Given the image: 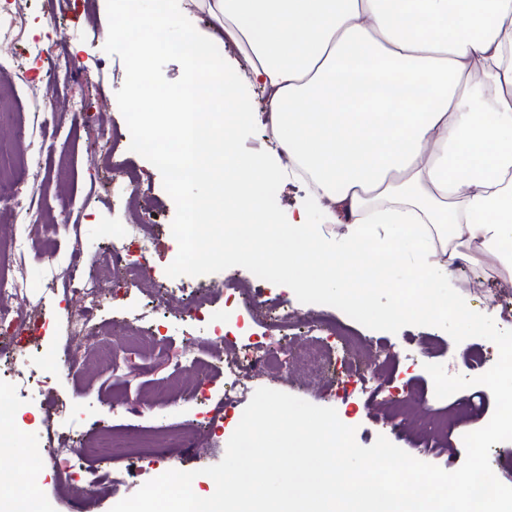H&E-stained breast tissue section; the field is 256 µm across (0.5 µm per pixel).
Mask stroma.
<instances>
[{"label":"stroma","instance_id":"35a3bbf8","mask_svg":"<svg viewBox=\"0 0 512 512\" xmlns=\"http://www.w3.org/2000/svg\"><path fill=\"white\" fill-rule=\"evenodd\" d=\"M18 30L14 42L0 44V58L16 59V66L1 73L5 78L0 97L10 105L15 122L36 126L45 121L55 134L36 138L34 147L19 145L20 157L14 169L24 170L23 180L12 189L22 196L40 199L44 218L62 223V202H71L79 224L78 244L85 259L91 260L112 243L113 225H123L128 238L149 236L151 248L148 271L140 287L120 292L114 276L100 273L101 295L97 317L106 327L101 340L111 342L117 372L101 369L94 363L97 343L72 336L66 315L82 305L80 296L48 292L52 275L63 269L69 251L65 232H58L55 253L26 258L24 275L29 291L18 303L25 313L38 317L44 329L28 346L16 348L7 373H0V389L17 407L11 423L0 425V475L20 477L34 485L40 512H78L82 502H89L90 512H110L124 498L133 495L147 481L176 469L195 472L194 485L209 491L211 479L203 468L219 463L229 438L239 424L248 404L239 399L224 407L228 386L220 360L242 355L259 327L249 324V312L237 301L213 297L215 283L251 273L235 266L224 271L193 277H168L165 269L177 256L171 223L175 204L162 185L154 165L142 156L121 148L117 162H128L141 173L140 187L145 199L159 200L161 207L155 222L141 228L124 208L129 193L126 185L101 179L89 185V173L97 170L101 156L97 133L100 125L125 128L126 122L117 102L116 92L125 81L126 71L119 56L108 54L106 0H92L90 10L71 5L49 6L47 0H18ZM210 55L223 60L225 79L232 82L235 94L251 97L255 111L241 119L232 131L238 145L239 159L262 150L268 139L262 122L264 102L261 94L249 86L244 76L247 60L232 47L213 44ZM64 53L75 64L74 74L59 73V92L45 91L41 85L48 75V56ZM82 96L90 106L86 122L72 118V98ZM456 291L467 294L472 310L497 317L496 306L487 300L496 291L501 301L512 302V283L490 274L472 278L468 270L457 271L450 280ZM203 296L206 306L197 317H189L186 303ZM438 338L447 354L438 356L451 375H465L460 353L463 347L482 350L489 359L499 355L495 343L484 338L467 339L455 344L450 335L437 327L407 326L398 333H384L395 347L400 364L394 370L372 377V385H410L416 395H433L434 385L424 368L426 359L421 342ZM100 340V341H101ZM195 344L197 358L214 363L206 384H198L194 364L180 361L177 367L164 366L168 352H181L183 341ZM74 348L85 353L87 363L80 371L50 367V358ZM173 386L177 394L164 399L154 395L158 387ZM252 388L267 387L297 396L311 404L335 408L340 420L355 427V439L361 446H371L378 436H385L418 460L445 471L457 470L464 462L465 434L484 427L491 419L495 401L487 387L475 385L447 397L454 407L475 397L477 409L462 420L457 431L443 441L441 449L419 448L423 433V412L415 410L405 424L390 422L388 413L375 410L368 394L343 396L337 384H310L300 378L291 364H284L268 376L252 379ZM115 429L129 434L164 435L172 430L188 432L186 448L156 447L151 459L132 453L112 460L113 484L102 490L88 483L61 485L54 477L47 450V437L60 435L74 441L87 439L100 431Z\"/></svg>","mask_w":512,"mask_h":512}]
</instances>
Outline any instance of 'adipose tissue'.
I'll return each mask as SVG.
<instances>
[{"instance_id": "1", "label": "adipose tissue", "mask_w": 512, "mask_h": 512, "mask_svg": "<svg viewBox=\"0 0 512 512\" xmlns=\"http://www.w3.org/2000/svg\"><path fill=\"white\" fill-rule=\"evenodd\" d=\"M190 8L211 19V41L248 59L271 146L214 176L215 156L237 148L202 96L224 69L192 28L179 47L182 81L155 96L185 109L156 138L180 147L188 180L204 188L184 206L223 200L227 221L265 216L261 188L289 159L308 203L279 239L289 255L320 261L278 274L275 287L343 292L344 266L327 267L336 251L315 214L349 243L395 248L402 287L441 297L462 265L512 281V0H154L112 31L148 35Z\"/></svg>"}]
</instances>
